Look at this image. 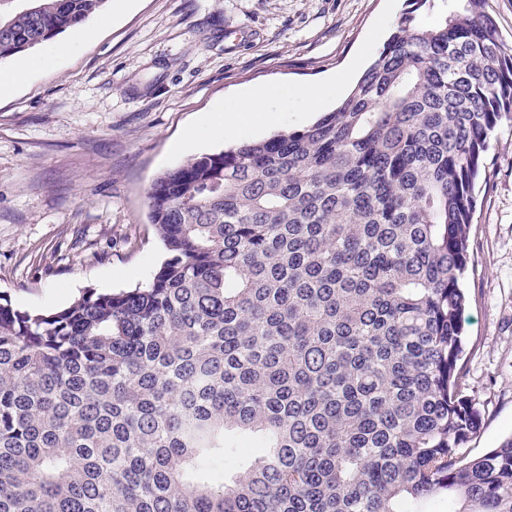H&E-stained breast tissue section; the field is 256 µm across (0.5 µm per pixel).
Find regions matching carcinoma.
Listing matches in <instances>:
<instances>
[{
    "label": "carcinoma",
    "mask_w": 512,
    "mask_h": 512,
    "mask_svg": "<svg viewBox=\"0 0 512 512\" xmlns=\"http://www.w3.org/2000/svg\"><path fill=\"white\" fill-rule=\"evenodd\" d=\"M0 0V54L106 0ZM334 111L157 177L151 280L0 295V512H512L458 391L475 185L512 122L486 0H410ZM243 450L231 475L211 472Z\"/></svg>",
    "instance_id": "cac0c4a2"
}]
</instances>
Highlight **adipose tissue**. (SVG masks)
Segmentation results:
<instances>
[{
    "label": "adipose tissue",
    "instance_id": "adipose-tissue-1",
    "mask_svg": "<svg viewBox=\"0 0 512 512\" xmlns=\"http://www.w3.org/2000/svg\"><path fill=\"white\" fill-rule=\"evenodd\" d=\"M286 88H264L248 92L236 101L230 110L218 109L207 113L201 123V129L211 135L224 138L226 142H235L240 130L280 121L279 113L269 111L267 100L274 95L286 96Z\"/></svg>",
    "mask_w": 512,
    "mask_h": 512
}]
</instances>
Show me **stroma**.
I'll list each match as a JSON object with an SVG mask.
<instances>
[{
  "mask_svg": "<svg viewBox=\"0 0 512 512\" xmlns=\"http://www.w3.org/2000/svg\"><path fill=\"white\" fill-rule=\"evenodd\" d=\"M409 0H107L91 39L0 94V294L48 312L94 288L147 282L166 253L147 221L160 174L215 153L185 143L207 112L255 87L333 83L365 71ZM272 100L284 129L311 125L346 97ZM475 188V269L465 281L462 390L482 415L466 448L512 436V124L493 134Z\"/></svg>",
  "mask_w": 512,
  "mask_h": 512,
  "instance_id": "obj_1",
  "label": "stroma"
}]
</instances>
